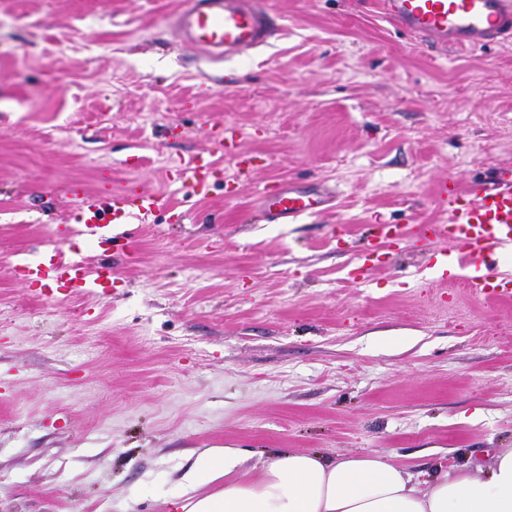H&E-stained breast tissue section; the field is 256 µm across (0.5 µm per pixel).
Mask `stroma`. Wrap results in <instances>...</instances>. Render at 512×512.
<instances>
[{
	"mask_svg": "<svg viewBox=\"0 0 512 512\" xmlns=\"http://www.w3.org/2000/svg\"><path fill=\"white\" fill-rule=\"evenodd\" d=\"M181 0H0V512H160L208 448L380 451L416 471L512 448V299L357 256L379 224H434V188L512 166V43L430 49L379 0H268L267 45L211 65L165 28ZM235 155L208 196L168 180ZM140 157L137 168L122 161ZM143 184L166 206L107 258L112 288L16 281L76 205L43 182ZM336 191L264 221L262 190Z\"/></svg>",
	"mask_w": 512,
	"mask_h": 512,
	"instance_id": "35a3bbf8",
	"label": "stroma"
}]
</instances>
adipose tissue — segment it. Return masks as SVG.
I'll return each mask as SVG.
<instances>
[{
    "label": "adipose tissue",
    "mask_w": 512,
    "mask_h": 512,
    "mask_svg": "<svg viewBox=\"0 0 512 512\" xmlns=\"http://www.w3.org/2000/svg\"><path fill=\"white\" fill-rule=\"evenodd\" d=\"M169 512H512V448L494 449L486 472L461 464L424 477L378 451H288L252 465L240 449L209 448Z\"/></svg>",
    "instance_id": "adipose-tissue-1"
}]
</instances>
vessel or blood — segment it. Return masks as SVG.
<instances>
[{"mask_svg":"<svg viewBox=\"0 0 512 512\" xmlns=\"http://www.w3.org/2000/svg\"><path fill=\"white\" fill-rule=\"evenodd\" d=\"M381 6L390 22L431 48H485L512 39V0H382ZM168 27L214 64L264 45L271 33L264 0H184ZM168 178L190 195L204 197L218 173L211 156L199 155L170 170ZM66 191L77 201L75 224L56 227L53 242L14 267L40 299L92 294L117 275L106 259L92 265L81 256L61 257L56 241L76 234L99 245L116 243L120 226L131 217L148 220L163 206L161 197L142 185L91 193L72 184ZM435 196L442 220L377 225V241L360 252V262H369L382 242L409 246L424 252L434 281L451 284L462 278L476 296H512V276L496 269L498 259L512 255V168L492 167L464 190L454 178L441 179ZM260 199L272 221L287 224L321 210L332 196L319 187L301 190L281 182L261 192Z\"/></svg>","mask_w":512,"mask_h":512,"instance_id":"vessel-or-blood-1","label":"vessel or blood"}]
</instances>
